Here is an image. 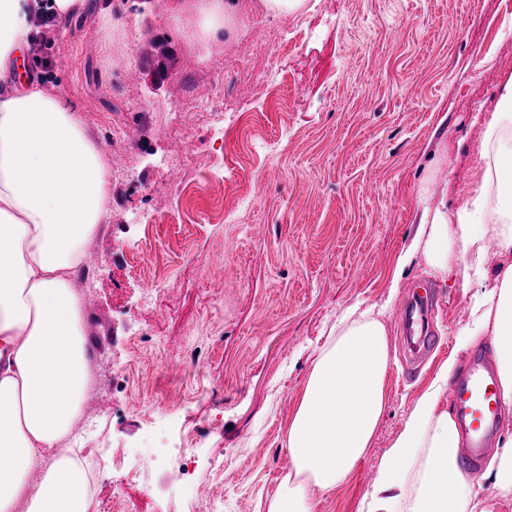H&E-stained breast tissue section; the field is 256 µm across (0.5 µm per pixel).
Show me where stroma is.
Returning <instances> with one entry per match:
<instances>
[{
  "label": "stroma",
  "mask_w": 512,
  "mask_h": 512,
  "mask_svg": "<svg viewBox=\"0 0 512 512\" xmlns=\"http://www.w3.org/2000/svg\"><path fill=\"white\" fill-rule=\"evenodd\" d=\"M124 15L104 23L99 8ZM172 0H88L57 20L47 86L82 111L111 167L112 218L87 242L96 430L92 512H268L293 463L285 429L318 350L349 309L379 313L390 344L374 445L316 512H358L380 459L469 323L474 288L398 259L421 199L458 203L479 178L486 123L512 76V0H307L201 47ZM285 29L264 93L232 88L224 134L187 111L215 102L224 60L261 73L256 45ZM166 73L152 86L154 38ZM190 156V166L170 157ZM171 177L170 190L152 185ZM435 297L433 352L403 358L399 313ZM189 459L180 467L178 454Z\"/></svg>",
  "instance_id": "1"
}]
</instances>
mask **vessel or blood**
Segmentation results:
<instances>
[{
	"label": "vessel or blood",
	"mask_w": 512,
	"mask_h": 512,
	"mask_svg": "<svg viewBox=\"0 0 512 512\" xmlns=\"http://www.w3.org/2000/svg\"><path fill=\"white\" fill-rule=\"evenodd\" d=\"M432 305L430 295L414 296L401 311L404 326L413 327ZM450 397L466 443L461 468L470 473L491 443L503 407V389L489 356L480 352L472 357L467 372L451 384Z\"/></svg>",
	"instance_id": "1"
}]
</instances>
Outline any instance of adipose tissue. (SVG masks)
I'll list each match as a JSON object with an SVG mask.
<instances>
[{
    "mask_svg": "<svg viewBox=\"0 0 512 512\" xmlns=\"http://www.w3.org/2000/svg\"><path fill=\"white\" fill-rule=\"evenodd\" d=\"M85 0H0V512H90L96 494L82 449L65 441L93 382L81 297L84 246L110 218L112 172L79 109L61 94L7 82L31 18H60ZM194 36L238 31V0H193ZM415 240L430 274L458 269L480 293L456 354L417 399L388 448L360 512H494L476 508L459 469L460 433L441 401L459 352L491 336L503 401L512 409V78L487 122L480 179L458 206L424 205ZM494 240L503 267L489 265ZM390 345L370 312L337 321L318 351L286 444L294 471L268 512H316L314 491L343 484L371 447L385 409ZM59 489L48 497L28 478Z\"/></svg>",
    "mask_w": 512,
    "mask_h": 512,
    "instance_id": "ef3b65f1",
    "label": "adipose tissue"
}]
</instances>
